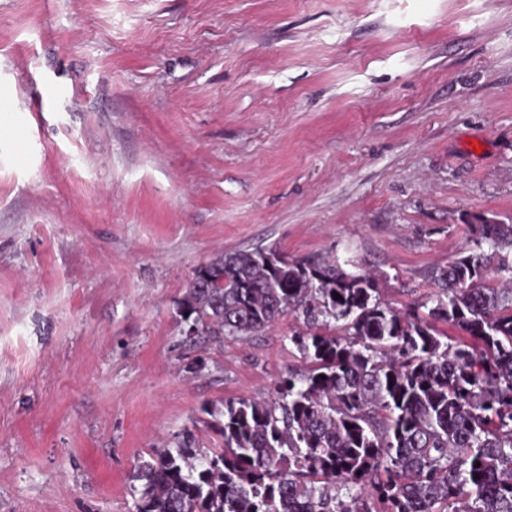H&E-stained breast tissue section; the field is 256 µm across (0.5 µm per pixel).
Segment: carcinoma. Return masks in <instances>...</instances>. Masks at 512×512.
I'll return each mask as SVG.
<instances>
[{
	"instance_id": "carcinoma-1",
	"label": "carcinoma",
	"mask_w": 512,
	"mask_h": 512,
	"mask_svg": "<svg viewBox=\"0 0 512 512\" xmlns=\"http://www.w3.org/2000/svg\"><path fill=\"white\" fill-rule=\"evenodd\" d=\"M477 219L405 309L335 259L256 248L197 267L179 308L194 338L294 313L302 366L270 400L206 411L218 445L141 462L134 512H512V224Z\"/></svg>"
}]
</instances>
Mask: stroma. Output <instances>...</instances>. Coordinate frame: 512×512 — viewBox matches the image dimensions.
Instances as JSON below:
<instances>
[{"label": "stroma", "mask_w": 512, "mask_h": 512, "mask_svg": "<svg viewBox=\"0 0 512 512\" xmlns=\"http://www.w3.org/2000/svg\"><path fill=\"white\" fill-rule=\"evenodd\" d=\"M512 224V0H0V512H132L300 322L187 342L216 256L354 260L426 300Z\"/></svg>", "instance_id": "obj_1"}]
</instances>
